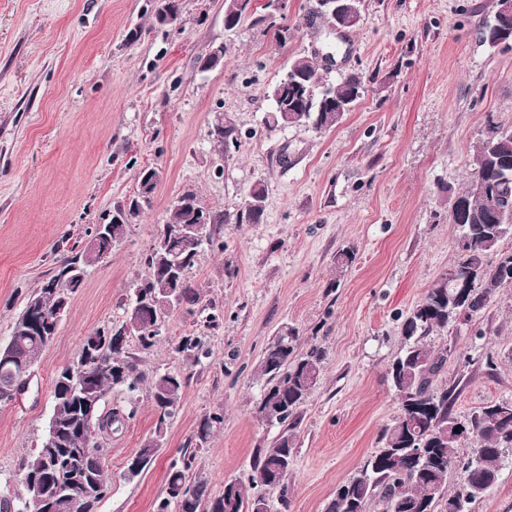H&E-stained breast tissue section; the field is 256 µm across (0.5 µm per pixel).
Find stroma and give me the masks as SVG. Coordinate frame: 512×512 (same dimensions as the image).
<instances>
[{"label":"stroma","mask_w":512,"mask_h":512,"mask_svg":"<svg viewBox=\"0 0 512 512\" xmlns=\"http://www.w3.org/2000/svg\"><path fill=\"white\" fill-rule=\"evenodd\" d=\"M158 4L0 0V345L27 294L53 271L56 244H85L105 212L136 196L141 169L160 172L150 207L89 268L28 391L0 406V491L22 488V462L52 412L54 375L76 359L84 336L124 320L128 291L177 198L190 190L234 212L260 182L263 223L216 225L214 245L188 272L200 302L176 311L141 355L145 370L189 383L154 462L130 480L123 463L155 425L141 386L136 417L107 443L111 490L98 512H152L170 462L189 448L212 491L248 482L255 451L279 433L257 415L266 383L258 366L285 325L298 329L300 348L319 344L326 359L302 408L288 500L269 493L268 512H324L400 415L387 370L405 346L408 312L458 257L448 210L487 119L512 126V44L478 39L497 0H364L323 73L332 82L362 74L355 109L325 132L270 131V87L326 40L323 24H306L316 0H286L275 18L288 26L283 44L247 19L225 28L224 0H180L177 30L155 26ZM214 43L225 46L223 63L200 70L197 59ZM219 112L241 131L227 158L210 136ZM344 250L351 258L340 267ZM187 335L208 341V357L194 366L174 350ZM427 342L450 352L440 381L459 386L457 417L512 399V286ZM219 407L223 427L197 446L200 420ZM471 510L512 512L511 452Z\"/></svg>","instance_id":"1"}]
</instances>
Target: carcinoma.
Returning a JSON list of instances; mask_svg holds the SVG:
<instances>
[{
    "label": "carcinoma",
    "instance_id": "1",
    "mask_svg": "<svg viewBox=\"0 0 512 512\" xmlns=\"http://www.w3.org/2000/svg\"><path fill=\"white\" fill-rule=\"evenodd\" d=\"M161 26H181L179 0H171L158 10ZM480 40L496 47L512 42V22L504 25L487 20L478 30ZM290 84L280 78L270 91L272 107L263 118L269 130L303 126L317 132L336 127L345 113L353 110L363 96V76L356 72L344 75L331 85L322 82L321 67L311 56L290 62ZM220 151L228 154L237 149L241 132L232 121L211 132ZM473 173L456 193L461 208L448 217L459 231L456 264L450 266L458 277L469 282L459 289L441 276L410 311L402 324L408 344L388 368V376L400 401L396 421L385 428L381 447L354 476L339 485L326 505L325 512H469L468 506L479 493L494 486L498 479L505 448H512V401L498 402L477 410L463 421L452 412L456 388L440 387L438 377L445 370L448 355L437 353L426 343L432 333L449 330L458 316L472 318L482 312L490 297L501 285V278L489 256L511 257L512 250L500 251L501 242L512 239V223L496 220L490 198L478 193L473 184L482 179L512 196V127L504 128L488 120L486 133L474 145ZM159 172L145 168L138 175V193L125 205L109 212L104 230L93 225L86 245H57L59 257L54 273L31 291L22 311L15 318L8 344V357L0 358V405L15 400V393L27 371L49 346L46 336L55 335L54 324L43 325L33 332L23 326L27 317L40 310L69 307L74 293L83 285L88 268L101 262L122 240L128 224L139 217L143 206L151 201ZM266 188L256 182L247 190L242 208L234 213H217L206 206L192 191L184 192L169 211L154 243L144 256V277L137 280L127 303L126 321L106 325L86 336L77 361H86L94 369L90 378L74 387L66 370L56 374L53 384L52 413L45 437L22 465L24 494L9 493L0 498V512H37L35 498L53 499V512H72L71 503L83 500L81 512H97L99 503L111 490L105 467V441L118 432L138 412L135 393L148 384L153 400L155 428L153 435L126 462L125 471L142 472L154 460L158 441L163 439L168 421L174 417L188 377L179 373L146 372L131 342L139 350L151 349L160 339L167 319L185 306L199 302V295L186 273L196 263L202 247L214 243L216 224H260L265 215ZM207 217L205 240L197 242L176 233L183 224H197ZM299 334L284 326L269 342L260 361L266 377L258 413L262 420L281 426L279 436L268 448H259L253 458L250 486L253 493L236 480L224 481L218 493L209 490L208 480L192 475L195 454L184 452L180 461L171 464L161 496L153 503V512H268L264 486L279 492L288 504V475L293 470L296 430L301 409L308 395L319 385L324 348L314 344L299 349ZM176 351L197 362L207 354L200 336H184ZM107 362L112 369L95 371V362ZM129 393L126 405L103 411L102 403L110 389ZM224 425V411L218 407L204 416L196 438L207 442ZM459 432H454V429ZM95 439L90 451L83 450L88 437ZM471 451L457 452L465 442ZM427 449L426 461L409 454L412 447ZM459 474V488H448L451 473Z\"/></svg>",
    "mask_w": 512,
    "mask_h": 512
}]
</instances>
